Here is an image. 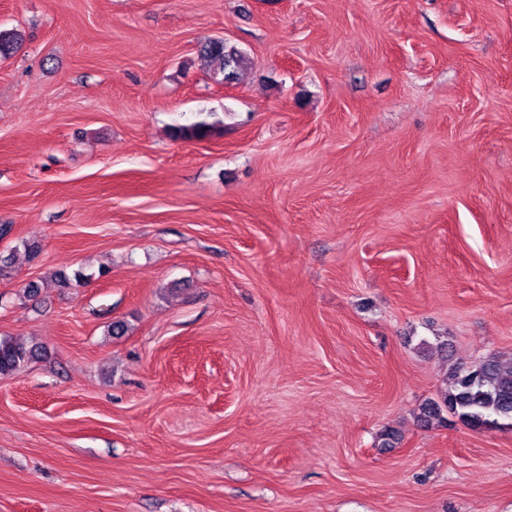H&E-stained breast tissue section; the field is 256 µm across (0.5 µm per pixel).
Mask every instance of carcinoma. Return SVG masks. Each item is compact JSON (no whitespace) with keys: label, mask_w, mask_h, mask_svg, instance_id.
I'll use <instances>...</instances> for the list:
<instances>
[{"label":"carcinoma","mask_w":512,"mask_h":512,"mask_svg":"<svg viewBox=\"0 0 512 512\" xmlns=\"http://www.w3.org/2000/svg\"><path fill=\"white\" fill-rule=\"evenodd\" d=\"M22 40L10 30H0V53L18 50ZM200 55L207 62L213 76L232 81L237 78L248 58L243 51L222 39L204 43ZM213 125L205 121L175 129L174 137L183 140H201L210 136ZM42 355L37 345L27 346L11 338H0V377L22 373L33 360ZM451 384L438 401L424 404L418 421L428 426L433 421L443 422V413L455 417L472 430L512 427V359L504 361L491 356L474 364L458 363L450 372Z\"/></svg>","instance_id":"carcinoma-1"}]
</instances>
